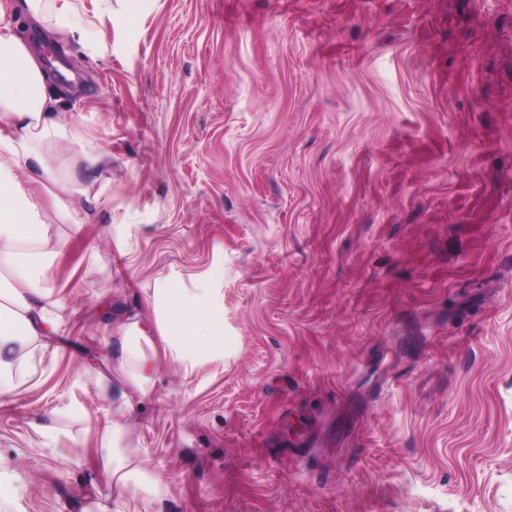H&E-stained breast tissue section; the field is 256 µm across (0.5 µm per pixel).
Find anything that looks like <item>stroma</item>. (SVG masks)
Segmentation results:
<instances>
[{"instance_id": "1", "label": "stroma", "mask_w": 512, "mask_h": 512, "mask_svg": "<svg viewBox=\"0 0 512 512\" xmlns=\"http://www.w3.org/2000/svg\"><path fill=\"white\" fill-rule=\"evenodd\" d=\"M74 2L95 50L17 23L105 197L0 397V512L106 503L98 309L160 282L224 294L134 432L168 512H512V0Z\"/></svg>"}]
</instances>
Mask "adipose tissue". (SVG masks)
<instances>
[{
  "label": "adipose tissue",
  "instance_id": "1",
  "mask_svg": "<svg viewBox=\"0 0 512 512\" xmlns=\"http://www.w3.org/2000/svg\"><path fill=\"white\" fill-rule=\"evenodd\" d=\"M21 12L50 33L78 36L89 49L104 39L103 32L87 28L72 0H0V396L42 373L46 354L59 347L65 307L54 295L47 269L66 241L50 227L71 219L74 195L91 191L79 173L105 158L71 129L58 98L48 91L40 57L18 33L15 18ZM61 139L71 141L70 153L50 164L47 154ZM22 171L31 173L42 196L22 187ZM222 309L220 289L162 282L153 290L152 310L117 306L104 320L98 451L112 475L108 512H126L132 498L141 500L144 512H164L165 478L117 448L151 399L160 363L196 364L223 334Z\"/></svg>",
  "mask_w": 512,
  "mask_h": 512
}]
</instances>
